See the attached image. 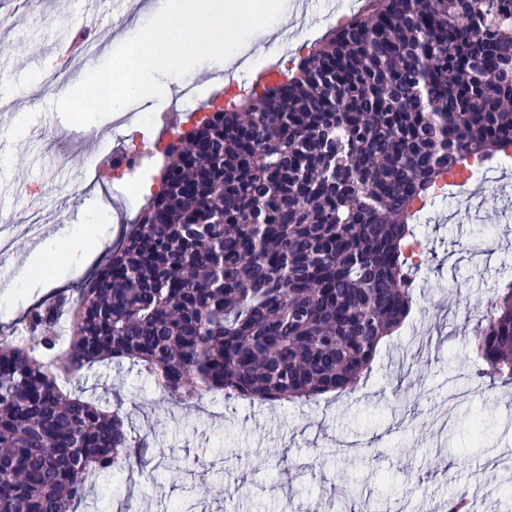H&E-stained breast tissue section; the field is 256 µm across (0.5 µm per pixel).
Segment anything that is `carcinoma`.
<instances>
[{
	"instance_id": "carcinoma-1",
	"label": "carcinoma",
	"mask_w": 512,
	"mask_h": 512,
	"mask_svg": "<svg viewBox=\"0 0 512 512\" xmlns=\"http://www.w3.org/2000/svg\"><path fill=\"white\" fill-rule=\"evenodd\" d=\"M282 81L165 152L160 190L83 283L0 338V512H77L148 467L123 415L63 389L127 359L163 396L349 395L406 318L414 204L512 147V0H368ZM473 331L512 384V282Z\"/></svg>"
}]
</instances>
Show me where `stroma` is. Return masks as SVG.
Listing matches in <instances>:
<instances>
[{
  "label": "stroma",
  "instance_id": "obj_1",
  "mask_svg": "<svg viewBox=\"0 0 512 512\" xmlns=\"http://www.w3.org/2000/svg\"><path fill=\"white\" fill-rule=\"evenodd\" d=\"M17 35L0 48V93L13 102L0 111V210L22 214L36 194L50 202L43 231L81 224L92 209H104L108 239L94 246L87 267L95 269L119 240L139 206L103 208L102 184L81 186L85 154L55 109V96L39 106L31 97L68 43L73 21L91 0H43L54 21H32L23 0H12ZM24 124H17L18 112ZM66 139L50 146L51 130ZM499 170L490 169L482 195L439 196L417 226L424 248L416 303L403 327L385 342L370 376L352 397L326 396L311 405L273 404L206 395L198 405L164 401L151 378L131 363L99 366L86 373L84 395L121 406L135 432L148 436L157 467L143 473L113 474L97 481L86 512H347L344 490L360 512H428L468 490L482 491L473 512H512V386L476 377L471 352V318L481 310L493 284L512 278V207L498 188ZM77 202L63 205L71 186ZM34 269L24 287L0 300V331L20 333L28 309L54 290L76 291L84 275L59 271L54 285H42ZM456 397L449 426L420 440L409 420L417 410ZM485 422L484 436L472 439L473 418ZM379 454L363 462L357 448ZM195 461L193 474L185 461Z\"/></svg>",
  "mask_w": 512,
  "mask_h": 512
}]
</instances>
